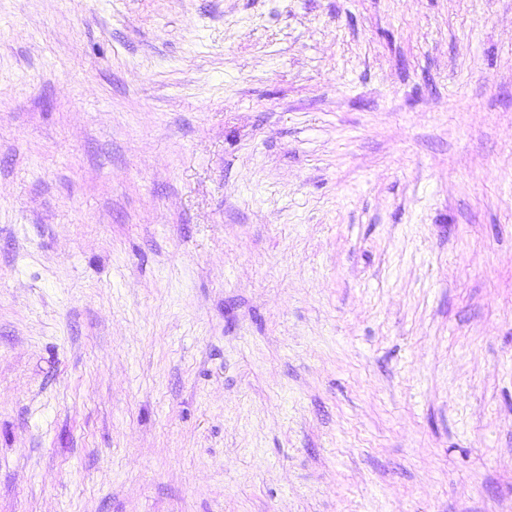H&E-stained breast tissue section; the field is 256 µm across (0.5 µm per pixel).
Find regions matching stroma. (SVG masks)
Masks as SVG:
<instances>
[{"label":"stroma","mask_w":512,"mask_h":512,"mask_svg":"<svg viewBox=\"0 0 512 512\" xmlns=\"http://www.w3.org/2000/svg\"><path fill=\"white\" fill-rule=\"evenodd\" d=\"M0 512H512V0H0Z\"/></svg>","instance_id":"stroma-1"}]
</instances>
